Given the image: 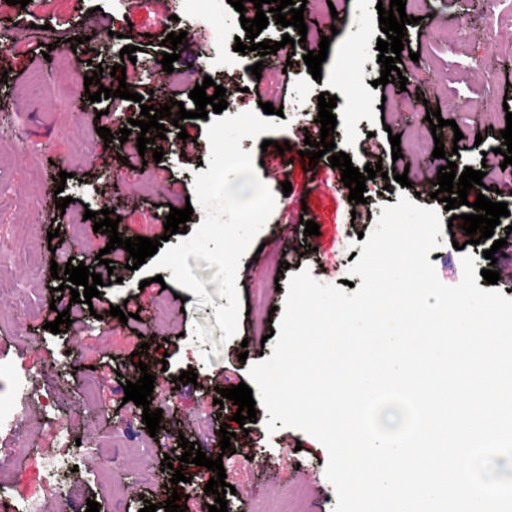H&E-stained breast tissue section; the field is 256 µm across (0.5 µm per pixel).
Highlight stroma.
Segmentation results:
<instances>
[{
    "label": "stroma",
    "mask_w": 512,
    "mask_h": 512,
    "mask_svg": "<svg viewBox=\"0 0 512 512\" xmlns=\"http://www.w3.org/2000/svg\"><path fill=\"white\" fill-rule=\"evenodd\" d=\"M378 0H311L321 24L318 34L331 42L320 79H313L295 47L288 78L279 72L262 73L269 90L287 82L283 104V129L271 140H292L294 131L313 124L318 117V97L328 93L337 100L332 113L337 125L330 137L339 151L349 154L354 167H362V148L390 149L389 133L401 137L402 157L385 163V171L404 170L412 183L404 188L382 177L367 180L364 204L350 208L337 186L340 172L327 158L309 164L297 151L280 155L292 185L290 194L274 187L272 214L240 261L237 288L241 304L249 312L240 316L236 335L224 339L215 318L216 307L227 300L214 282L215 267L189 258L194 275L203 282L211 301L201 304L192 291L173 282L171 270H162L166 288L157 289V299L137 307L139 283L149 278L145 268L119 269V281L101 286L92 303H79L85 318L79 326L54 334L48 322L56 318L48 305L50 292L59 287L47 265L49 249L64 248L74 261H94L109 241L107 235L82 231L72 237L73 220L85 210L113 206L122 223L134 225L138 235L165 234L160 223L171 208H185L194 196V179L200 162L210 155L207 137H200L193 152L180 149L177 128H170L162 143L161 161L132 159L123 164L120 141L104 143L95 129L87 127L81 113L95 112L84 87L95 65L111 71L120 63L124 46L137 47V61L157 63L165 31H185L204 46L198 66L180 61L171 74L182 88L190 90L204 78L228 89L226 115L258 111L251 91L250 66L255 57L235 52L236 38L245 37L240 14L228 0H160L169 21L158 28L153 15L141 11L133 0H30L27 6L0 0V28L16 23L30 29L19 38L18 50L29 54L34 64L24 74L0 82V99L20 101L21 110L0 107V276L9 280L0 291V406L13 409L23 419L16 436H0V449L7 456L0 462V502L36 498L50 512H86L87 500L99 504V512H141L146 503L165 506L171 494L188 497L207 506L212 499L204 492L211 473L203 466L189 470V482L172 483L171 470L163 469L164 451L150 437L144 422L131 416L124 404V386L130 368L138 364L134 352L149 343L150 364L162 380L153 398L162 410L161 424L168 442L179 438L198 442L207 456L221 458L226 481L235 488L228 495V512H255L262 501H279L284 512H334L336 492L326 476L328 452L314 437L291 427L268 430L265 408H258L256 423L241 430L232 416V401L213 403L216 386L249 382L248 369L261 358L271 357L268 335L272 322L280 321L284 292L291 275L309 270L318 281L341 285L360 276L347 271L362 254V234L372 231L383 206H393L400 196L416 205L438 209L442 221L451 211L441 209L429 194H416L420 182L437 178L439 159L433 158L434 139L426 121L427 109L440 110L446 120H455L463 137L454 160L458 169L481 170L500 165L497 154L506 127L505 109L512 107V23L490 21L491 7L485 0H406V14L417 21L408 25L407 52L399 68L407 73L409 94L393 93V84L379 85L381 65L377 40L382 32ZM100 8L108 21L105 28L90 24L92 8ZM84 38L82 51H72L69 37ZM418 60H411V53ZM106 153L109 168L118 181L131 185L128 195L106 198L99 168L85 166L94 153ZM69 172L64 193L72 201L57 209L54 198L35 207L31 199L44 186L52 185L59 172ZM163 178L168 194L145 191L149 179ZM312 220L318 235L309 236L298 249L280 240L282 220ZM56 238H49V231ZM439 246L428 259L438 279L457 285L462 279V256L475 257L476 269L488 268L483 255L489 241L467 243L463 230L443 229ZM289 269L279 273L280 262ZM126 304L132 317L127 322L109 316V307ZM247 360H240V353ZM77 366L95 391L87 398L80 384H68L66 371ZM197 373L190 393L175 389L172 379L181 372ZM229 424L233 451L221 454L218 430ZM78 441L68 462L74 471L67 477L46 478L43 460L58 453L59 437ZM310 471L318 490L302 478Z\"/></svg>",
    "instance_id": "obj_1"
}]
</instances>
